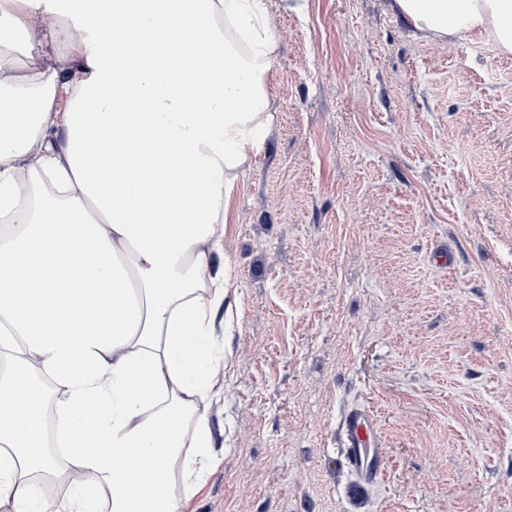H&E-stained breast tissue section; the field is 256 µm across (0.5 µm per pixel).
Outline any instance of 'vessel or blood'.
Segmentation results:
<instances>
[{"label":"vessel or blood","instance_id":"vessel-or-blood-1","mask_svg":"<svg viewBox=\"0 0 512 512\" xmlns=\"http://www.w3.org/2000/svg\"><path fill=\"white\" fill-rule=\"evenodd\" d=\"M348 462L360 482L375 485L384 481L385 462L373 436V418L363 408L350 409L339 438Z\"/></svg>","mask_w":512,"mask_h":512}]
</instances>
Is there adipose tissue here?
<instances>
[{
    "mask_svg": "<svg viewBox=\"0 0 512 512\" xmlns=\"http://www.w3.org/2000/svg\"><path fill=\"white\" fill-rule=\"evenodd\" d=\"M414 33L487 34L512 53V0H393ZM101 43L78 79L0 68V512H182L209 446L208 281L233 191L271 118L266 0H68ZM55 380L56 435L46 398ZM60 475L67 499L46 497Z\"/></svg>",
    "mask_w": 512,
    "mask_h": 512,
    "instance_id": "1",
    "label": "adipose tissue"
}]
</instances>
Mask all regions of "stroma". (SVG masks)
<instances>
[{"instance_id":"1","label":"stroma","mask_w":512,"mask_h":512,"mask_svg":"<svg viewBox=\"0 0 512 512\" xmlns=\"http://www.w3.org/2000/svg\"><path fill=\"white\" fill-rule=\"evenodd\" d=\"M273 119L210 271L220 399L184 512H512V55L390 0H266ZM32 72V31L0 32ZM370 410L387 468L336 448Z\"/></svg>"}]
</instances>
